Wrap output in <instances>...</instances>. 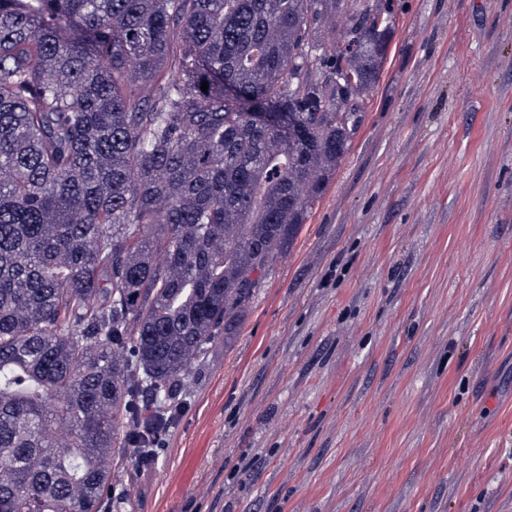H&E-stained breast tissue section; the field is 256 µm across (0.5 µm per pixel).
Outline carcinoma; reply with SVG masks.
<instances>
[{
  "label": "carcinoma",
  "instance_id": "carcinoma-1",
  "mask_svg": "<svg viewBox=\"0 0 512 512\" xmlns=\"http://www.w3.org/2000/svg\"><path fill=\"white\" fill-rule=\"evenodd\" d=\"M393 24L389 0H0V512H112V468L154 463Z\"/></svg>",
  "mask_w": 512,
  "mask_h": 512
}]
</instances>
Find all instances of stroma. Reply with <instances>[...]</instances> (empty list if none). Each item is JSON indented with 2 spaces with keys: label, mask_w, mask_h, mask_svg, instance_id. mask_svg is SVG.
Here are the masks:
<instances>
[{
  "label": "stroma",
  "mask_w": 512,
  "mask_h": 512,
  "mask_svg": "<svg viewBox=\"0 0 512 512\" xmlns=\"http://www.w3.org/2000/svg\"><path fill=\"white\" fill-rule=\"evenodd\" d=\"M364 121L112 512H512V0H394Z\"/></svg>",
  "instance_id": "1"
}]
</instances>
